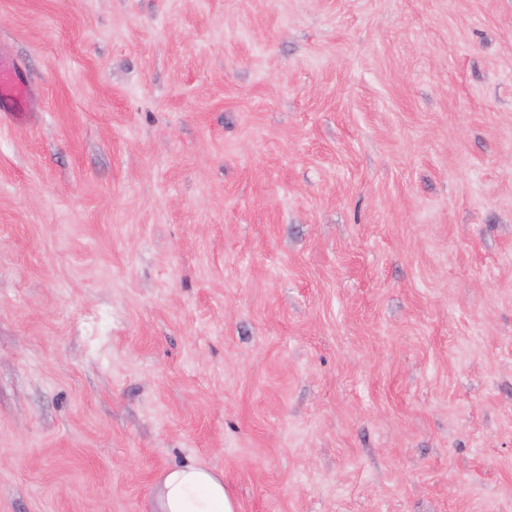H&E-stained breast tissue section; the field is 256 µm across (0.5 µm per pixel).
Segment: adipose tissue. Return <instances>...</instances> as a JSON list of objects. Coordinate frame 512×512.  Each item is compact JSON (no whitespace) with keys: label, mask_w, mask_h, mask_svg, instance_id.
Masks as SVG:
<instances>
[{"label":"adipose tissue","mask_w":512,"mask_h":512,"mask_svg":"<svg viewBox=\"0 0 512 512\" xmlns=\"http://www.w3.org/2000/svg\"><path fill=\"white\" fill-rule=\"evenodd\" d=\"M159 512H235V503L224 489V478L215 471L184 466L165 473L157 495Z\"/></svg>","instance_id":"1"}]
</instances>
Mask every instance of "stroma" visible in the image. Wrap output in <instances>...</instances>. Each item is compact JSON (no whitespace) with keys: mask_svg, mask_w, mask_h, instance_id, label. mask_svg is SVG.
Returning a JSON list of instances; mask_svg holds the SVG:
<instances>
[{"mask_svg":"<svg viewBox=\"0 0 512 512\" xmlns=\"http://www.w3.org/2000/svg\"><path fill=\"white\" fill-rule=\"evenodd\" d=\"M0 512H512V0H0ZM0 99L15 106V112H22L25 89L15 77L13 67L0 60ZM158 512H235V503L224 489V477L197 466L171 469L161 480Z\"/></svg>","mask_w":512,"mask_h":512,"instance_id":"stroma-1","label":"stroma"}]
</instances>
